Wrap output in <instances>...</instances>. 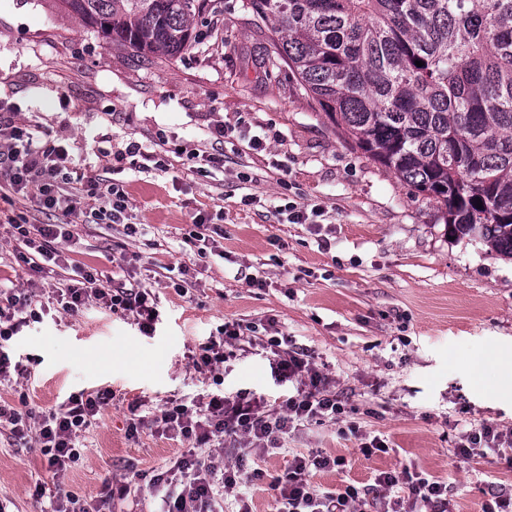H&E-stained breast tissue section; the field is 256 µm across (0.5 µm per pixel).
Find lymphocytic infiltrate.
<instances>
[{"label": "lymphocytic infiltrate", "mask_w": 512, "mask_h": 512, "mask_svg": "<svg viewBox=\"0 0 512 512\" xmlns=\"http://www.w3.org/2000/svg\"><path fill=\"white\" fill-rule=\"evenodd\" d=\"M0 138L7 147L0 151V173L9 179L13 196L34 197L45 211L72 215L82 210L120 224L128 208L127 196L119 184L107 186L81 173H75L67 149L57 141H35L26 128L16 124L12 113H0ZM4 228L27 249L23 260L29 277L24 287L0 286V342L9 341L20 328L40 321L37 299L49 274L64 260L63 245L69 242L68 230L58 224H31L25 216H8ZM94 274L53 288L57 311L76 314L97 305L111 313H132L144 335H151L159 317L157 297L141 283L130 287L100 288ZM242 327L225 323L218 334L200 344L192 357L196 368L216 370L224 363L226 345L241 340ZM275 356L272 370L278 384L288 393L273 410H263L260 400L247 391L217 393L208 401L169 400L158 412H142L132 404L130 435L151 426L169 439L190 442L191 447L153 478L158 499L157 512H224L226 498L243 500L253 475L242 462H226L223 455L199 456L196 448L214 443L233 442L259 451L277 449L283 436L301 423L338 419L344 407L330 388V379L304 348H282L279 340H270ZM112 398L110 390L81 391L70 395L58 410L38 413L21 411L0 403V426L9 427L18 440H32L41 450L56 481H63L79 451V438L104 405ZM512 445V433L483 424L462 432L456 448L465 459L486 458L498 447ZM343 459L319 453L296 454L285 472L275 478L279 512H363L367 502H375L379 512H448L446 482L411 471L409 467L391 469L375 475L372 484L353 485L341 490H320L309 480L312 473L342 467ZM407 497H398V489ZM36 497H49L50 512H106L110 496L89 500L55 489L48 491L35 483Z\"/></svg>", "instance_id": "1"}]
</instances>
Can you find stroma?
Returning <instances> with one entry per match:
<instances>
[{
	"label": "stroma",
	"mask_w": 512,
	"mask_h": 512,
	"mask_svg": "<svg viewBox=\"0 0 512 512\" xmlns=\"http://www.w3.org/2000/svg\"><path fill=\"white\" fill-rule=\"evenodd\" d=\"M192 25L198 45L147 60L56 0H0V101L35 139L60 140L77 171L122 185L137 231L44 212L32 198L0 213L67 226L60 279L93 269L105 287L135 278L160 297L150 336L132 315L98 307L53 310L23 327L6 351L29 373L0 382V399L45 412L70 394L111 389L63 488L94 499L127 476L131 493L112 512H152L150 479L184 445L147 428L129 437V403L155 407L219 388L274 402L285 389L267 342L284 337L313 352L347 414L299 427L285 450L250 454L261 475L249 512H277L273 479L292 455L312 451L345 460L341 471L313 475L315 487L360 488L407 465L447 482L452 512H483L491 490L512 486V468L454 450L462 426L512 429V261L449 238L435 201L346 141L287 67H271V25L255 23L248 0H206ZM219 125L265 144L227 139L223 166L199 173L195 156L212 152ZM131 142L163 167L116 164ZM248 194L254 204L242 205ZM289 201L320 206L318 224L289 223ZM202 212L213 218L203 255L190 238ZM256 277L264 287H253ZM227 322L258 331L234 348L219 384L190 355ZM481 358L489 365L478 372ZM365 436L386 440L389 453L365 456ZM37 478L52 479L39 448L0 430L6 512H47L48 499L30 491Z\"/></svg>",
	"instance_id": "stroma-1"
}]
</instances>
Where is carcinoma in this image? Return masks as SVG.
I'll return each instance as SVG.
<instances>
[{"label":"carcinoma","mask_w":512,"mask_h":512,"mask_svg":"<svg viewBox=\"0 0 512 512\" xmlns=\"http://www.w3.org/2000/svg\"><path fill=\"white\" fill-rule=\"evenodd\" d=\"M61 3L143 57L181 54L204 8L202 0ZM249 5L274 22L269 63L287 66L355 147L432 198L450 234L512 259V0Z\"/></svg>","instance_id":"carcinoma-1"}]
</instances>
